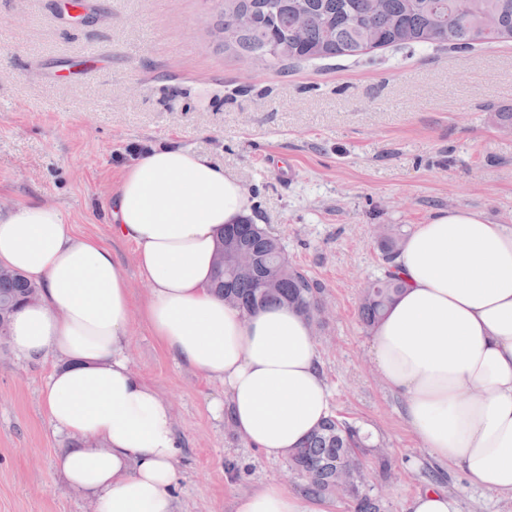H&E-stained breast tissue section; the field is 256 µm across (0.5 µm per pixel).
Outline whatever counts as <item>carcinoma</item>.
<instances>
[{
    "label": "carcinoma",
    "mask_w": 512,
    "mask_h": 512,
    "mask_svg": "<svg viewBox=\"0 0 512 512\" xmlns=\"http://www.w3.org/2000/svg\"><path fill=\"white\" fill-rule=\"evenodd\" d=\"M250 10L254 28L239 34L231 31L235 13ZM310 16L305 39L292 40L294 14ZM224 45L252 53L274 65L333 58H360L382 48L449 47L464 52L477 42L512 39V0H468L461 14L457 0H385L381 12L372 10V0H224L218 23ZM222 242H235L256 258L255 270L238 274L215 268L212 290L225 302L246 313L278 302L295 308L313 325L320 323V287L292 264L273 286L266 285L269 269L282 253L280 241L266 228L244 219L224 229ZM401 237L383 229L378 246L387 263L384 274L363 289L358 306L360 322L373 328L403 289L394 265ZM38 287L24 275L0 266V322L20 306L35 300ZM376 455L379 472L391 470L387 449L371 442L361 429L336 415L327 417L301 445L288 452V463L304 480V490L326 497L338 483L359 468L360 455ZM352 512H383L381 500L367 491L351 488Z\"/></svg>",
    "instance_id": "1"
}]
</instances>
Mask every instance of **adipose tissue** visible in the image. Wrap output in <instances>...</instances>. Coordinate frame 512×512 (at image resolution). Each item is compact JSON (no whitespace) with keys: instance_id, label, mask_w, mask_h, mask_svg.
Returning a JSON list of instances; mask_svg holds the SVG:
<instances>
[{"instance_id":"obj_1","label":"adipose tissue","mask_w":512,"mask_h":512,"mask_svg":"<svg viewBox=\"0 0 512 512\" xmlns=\"http://www.w3.org/2000/svg\"><path fill=\"white\" fill-rule=\"evenodd\" d=\"M253 206L233 173L187 148H150L127 165L109 215L150 287L138 306L111 249L76 234L61 208L0 213V265L39 288L7 342L26 359L54 357L44 410L71 441L61 469L96 512H173L182 449L168 402L129 366L132 309L180 363L223 384L233 425L267 458L329 416L307 318L284 304L248 314L211 290L218 237ZM395 263L405 286L373 329L376 369L434 458L512 499V227L440 210ZM235 512L328 510L271 481Z\"/></svg>"}]
</instances>
